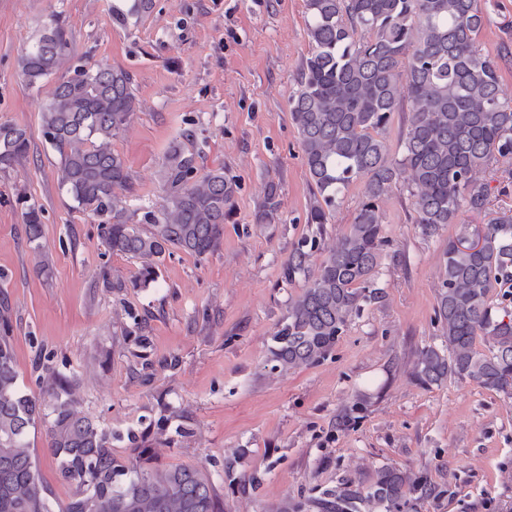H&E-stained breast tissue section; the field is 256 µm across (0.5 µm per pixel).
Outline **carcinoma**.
Here are the masks:
<instances>
[{
  "label": "carcinoma",
  "instance_id": "cac0c4a2",
  "mask_svg": "<svg viewBox=\"0 0 512 512\" xmlns=\"http://www.w3.org/2000/svg\"><path fill=\"white\" fill-rule=\"evenodd\" d=\"M153 0L112 6L126 26L150 13ZM310 52L289 96L304 160L315 187L308 223L327 224L350 184L363 183L349 231L313 266L316 240L288 257V280L305 286L288 301L272 336L271 359L286 370L325 360L366 305L383 300L377 277L384 244L381 202L407 181L414 223L434 236L465 212L488 210L480 172L512 159V97L502 94L499 61L480 52L486 21L480 0H306ZM70 46L53 21L27 45L20 67L35 86L54 74ZM407 102L409 119L394 152L386 133ZM130 73L107 64L80 65L54 85L40 112V131L57 160V176L75 207L98 221L106 250L141 261L135 286L157 282L166 255L204 258L224 237L237 182L224 169L200 172L190 134L170 142L160 178L164 203L144 214L149 229L129 223L131 176L112 148L136 112ZM27 128L0 123V166L26 156ZM278 215L270 184L257 215ZM26 233L42 273L41 210L26 205ZM448 239L436 317L441 346L423 348L415 377L423 385L472 381L512 396V310L492 291L512 282V212L475 233ZM0 512H50L53 491L39 473L28 434L44 424L46 451L70 490L59 512H224L209 474L194 466L151 464L144 437L130 435L133 453H112V433L84 415L72 381L54 377L39 394L18 385L10 325L0 312ZM428 500L435 487L412 471L377 468L366 481L343 479L305 502L282 501L276 512H401L407 496Z\"/></svg>",
  "mask_w": 512,
  "mask_h": 512
}]
</instances>
